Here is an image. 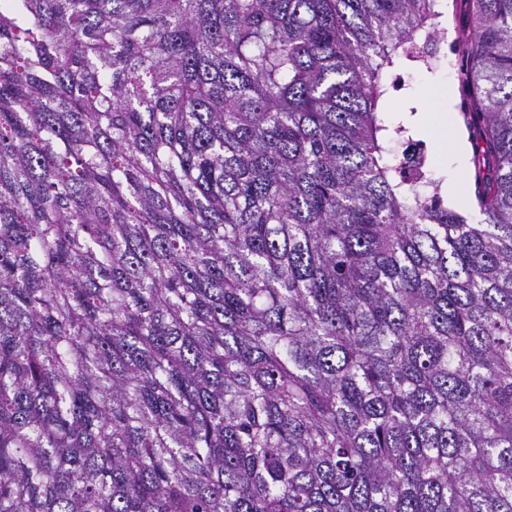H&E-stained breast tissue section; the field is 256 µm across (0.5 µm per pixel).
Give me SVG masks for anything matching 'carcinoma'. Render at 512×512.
I'll return each mask as SVG.
<instances>
[{"instance_id": "carcinoma-1", "label": "carcinoma", "mask_w": 512, "mask_h": 512, "mask_svg": "<svg viewBox=\"0 0 512 512\" xmlns=\"http://www.w3.org/2000/svg\"><path fill=\"white\" fill-rule=\"evenodd\" d=\"M441 0H0V512H512V0L471 224L379 115Z\"/></svg>"}]
</instances>
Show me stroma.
Instances as JSON below:
<instances>
[{
  "instance_id": "obj_1",
  "label": "stroma",
  "mask_w": 512,
  "mask_h": 512,
  "mask_svg": "<svg viewBox=\"0 0 512 512\" xmlns=\"http://www.w3.org/2000/svg\"><path fill=\"white\" fill-rule=\"evenodd\" d=\"M442 8L448 25V44L442 47L434 71L397 60L386 73L387 90L381 116L386 125H405L409 140L422 142L437 176L443 177L455 193L445 196V205L473 195L472 155L478 139L477 127L468 125L462 112L464 90L460 81L463 38L471 24L467 0H444ZM453 114V131L464 146L463 153L449 148L436 132L434 122Z\"/></svg>"
}]
</instances>
